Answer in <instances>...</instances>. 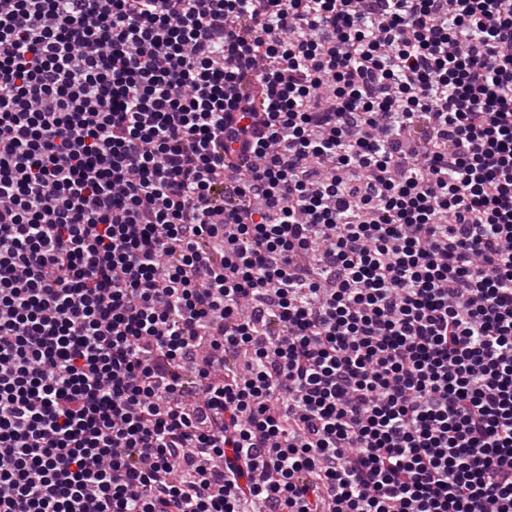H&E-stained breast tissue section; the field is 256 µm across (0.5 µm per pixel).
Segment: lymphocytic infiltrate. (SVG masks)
Wrapping results in <instances>:
<instances>
[{
    "mask_svg": "<svg viewBox=\"0 0 512 512\" xmlns=\"http://www.w3.org/2000/svg\"><path fill=\"white\" fill-rule=\"evenodd\" d=\"M0 512H512V5L0 0Z\"/></svg>",
    "mask_w": 512,
    "mask_h": 512,
    "instance_id": "1",
    "label": "lymphocytic infiltrate"
}]
</instances>
